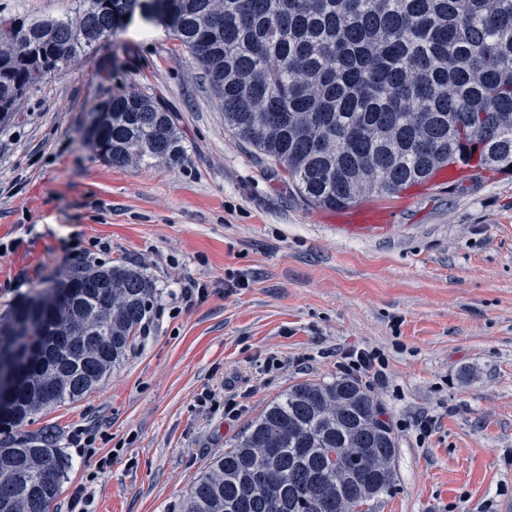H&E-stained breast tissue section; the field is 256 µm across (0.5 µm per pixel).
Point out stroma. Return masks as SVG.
Masks as SVG:
<instances>
[{"label": "stroma", "instance_id": "stroma-1", "mask_svg": "<svg viewBox=\"0 0 512 512\" xmlns=\"http://www.w3.org/2000/svg\"><path fill=\"white\" fill-rule=\"evenodd\" d=\"M75 0H0V14H73ZM176 115L175 165L117 166L85 132L129 90ZM389 229L352 239L282 170L224 128L203 71L170 32L116 31L38 79L0 122V318L97 266L139 267L157 294L126 360L82 398L22 425L71 467L51 512H179L195 475L264 407L304 380L339 378L344 352L384 361L368 382L397 439L390 491L371 512H512V175L470 172L393 198ZM243 275L246 288L225 287ZM209 287L183 299L188 280ZM283 361L267 370L269 358ZM246 392L240 416L224 398ZM434 416L429 436L416 421ZM91 426L92 442L71 445ZM111 457L98 470L102 457Z\"/></svg>", "mask_w": 512, "mask_h": 512}]
</instances>
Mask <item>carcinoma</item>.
I'll return each mask as SVG.
<instances>
[{
  "label": "carcinoma",
  "instance_id": "1",
  "mask_svg": "<svg viewBox=\"0 0 512 512\" xmlns=\"http://www.w3.org/2000/svg\"><path fill=\"white\" fill-rule=\"evenodd\" d=\"M162 23L202 68L224 127L279 165L310 203L345 208L392 196L480 151L512 166V0H80L75 14L25 24L0 15V120L18 97L134 16ZM68 53L58 55L60 47ZM91 142L114 165L178 162L172 114L130 90L96 109ZM155 284L114 265L69 276L50 302L59 340L23 365L0 430V512H50L70 462L47 433L13 429L80 399L120 365ZM25 347L41 333L0 319ZM359 380H305L265 406L194 477L180 512H367L389 491L396 439Z\"/></svg>",
  "mask_w": 512,
  "mask_h": 512
}]
</instances>
